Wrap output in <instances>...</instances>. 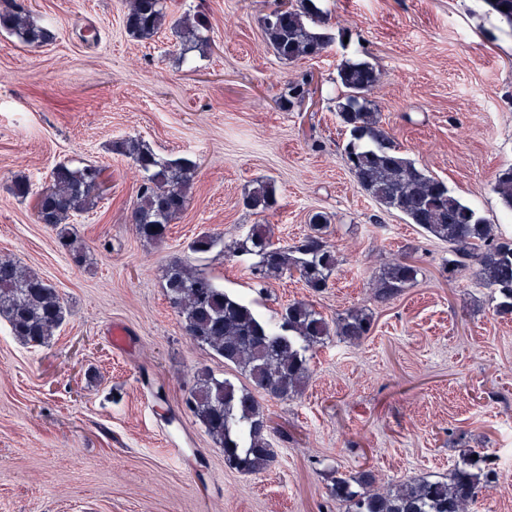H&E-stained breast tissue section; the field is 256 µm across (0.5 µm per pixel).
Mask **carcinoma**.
Listing matches in <instances>:
<instances>
[{"mask_svg":"<svg viewBox=\"0 0 512 512\" xmlns=\"http://www.w3.org/2000/svg\"><path fill=\"white\" fill-rule=\"evenodd\" d=\"M167 17L166 0H126L125 28L134 38L152 39ZM327 20L328 13L314 0H299L296 9L264 17L261 27L273 53L292 61L325 51L332 37L319 27ZM0 33L24 44L51 38L50 31L14 0H7L0 9ZM380 80L381 71L368 62L346 63L338 69L342 93L336 112L349 132L345 156L357 184L382 208L403 215L449 245L452 258L444 267L448 277H454L467 262H475L483 282L500 297L498 312L512 315V240H498L486 218L454 195L444 181L417 168L402 154L368 99ZM116 149L142 172L132 207L136 230L144 239L159 242L189 204L196 165L164 160L137 136L124 139ZM96 171L94 165L56 166L47 194L38 204V218L56 229L59 243L78 264L85 254L73 246L72 221L97 205ZM493 190L512 212V166L497 173ZM243 204L255 214L274 209V182H259L244 196ZM328 224L326 213H313L309 232L289 247L276 245L267 225L253 224L237 250L258 257L249 266V274L258 281L296 272L307 288L319 293L329 286L338 265L336 252L324 237ZM222 245V237L204 232L189 249L205 254ZM418 274L416 265L393 259L379 270L373 288L379 296L390 297L416 283ZM164 279L170 306L186 335L248 380L239 387L228 378L201 372L186 398L187 408L223 448L228 468L248 473L263 470L274 454L258 395L280 400L297 395L310 374L307 353L334 335L361 340L372 328V315L362 308L352 309L331 324L312 305L297 300L282 308L280 323L273 327L249 303L227 294L214 277L187 262L171 263ZM66 313L55 286L14 260L0 258V319L7 322L13 336L41 346L61 326ZM492 475L485 456L470 455L445 480L407 477L394 486L376 489L367 477L356 486L340 477L332 495L348 506L347 512H465Z\"/></svg>","mask_w":512,"mask_h":512,"instance_id":"obj_1","label":"carcinoma"}]
</instances>
